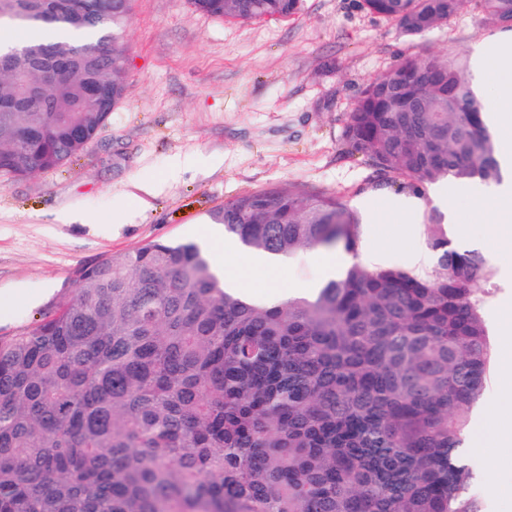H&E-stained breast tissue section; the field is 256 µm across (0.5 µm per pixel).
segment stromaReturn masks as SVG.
Here are the masks:
<instances>
[{
    "label": "stroma",
    "instance_id": "1",
    "mask_svg": "<svg viewBox=\"0 0 512 512\" xmlns=\"http://www.w3.org/2000/svg\"><path fill=\"white\" fill-rule=\"evenodd\" d=\"M125 92L85 151L64 166L16 179L0 176V335L32 325L66 288L78 266L151 241L201 243L212 232L226 271L247 255L210 224L209 212L246 192L293 186L344 196L361 222L359 254L374 266L435 275L429 244L432 199L403 211L406 189L372 192V170L348 153L343 119L363 86L408 56L439 52L467 60L512 47V31L486 28L475 4L419 36L365 11L360 0H303L282 20L239 21L196 11L189 0H131L126 28ZM452 206L463 224L443 229L454 247L484 259L483 317L492 346L484 388L469 409L463 457L481 512H512V453L484 451L502 410L503 360L498 322L512 303V243L473 206L474 190L498 186L454 182ZM82 224H62L60 212ZM313 251L257 272L251 293L292 291L321 281Z\"/></svg>",
    "mask_w": 512,
    "mask_h": 512
}]
</instances>
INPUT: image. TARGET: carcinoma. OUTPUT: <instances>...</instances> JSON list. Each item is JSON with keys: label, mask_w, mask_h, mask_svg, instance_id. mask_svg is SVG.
<instances>
[{"label": "carcinoma", "mask_w": 512, "mask_h": 512, "mask_svg": "<svg viewBox=\"0 0 512 512\" xmlns=\"http://www.w3.org/2000/svg\"><path fill=\"white\" fill-rule=\"evenodd\" d=\"M512 30V0H476ZM239 20L283 19L300 0H190ZM467 0H362L420 35ZM0 21V175L81 154L109 118L87 92L123 96L129 0H10ZM52 14L58 20L47 23ZM98 47L94 66L42 82V65ZM465 61L407 57L346 113L370 188L423 196L448 176L501 179ZM37 86L48 108L22 104ZM229 239L290 257L354 261L311 298L262 306L224 288L194 243L152 240L76 270L34 324L0 336V512H480L458 457L491 357L481 256L430 218L439 272L359 259L343 197L279 186L210 212Z\"/></svg>", "instance_id": "cac0c4a2"}]
</instances>
